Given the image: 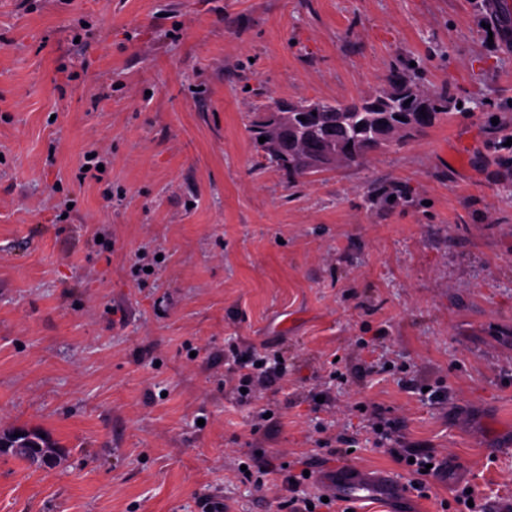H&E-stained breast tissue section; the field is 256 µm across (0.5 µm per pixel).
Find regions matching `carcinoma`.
Returning a JSON list of instances; mask_svg holds the SVG:
<instances>
[{"instance_id": "carcinoma-1", "label": "carcinoma", "mask_w": 512, "mask_h": 512, "mask_svg": "<svg viewBox=\"0 0 512 512\" xmlns=\"http://www.w3.org/2000/svg\"><path fill=\"white\" fill-rule=\"evenodd\" d=\"M260 108L249 113L248 132L257 151L268 155L278 128L258 121ZM448 117V90H428L419 70L400 63L374 93L345 101H319L316 113L290 117L292 141L275 169L294 187L301 179L364 164L374 153L405 142ZM266 141L259 142V137Z\"/></svg>"}]
</instances>
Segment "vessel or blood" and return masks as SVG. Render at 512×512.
I'll return each instance as SVG.
<instances>
[{"label": "vessel or blood", "mask_w": 512, "mask_h": 512, "mask_svg": "<svg viewBox=\"0 0 512 512\" xmlns=\"http://www.w3.org/2000/svg\"><path fill=\"white\" fill-rule=\"evenodd\" d=\"M323 485L330 496L344 503L379 499L390 512H407L410 506L406 483L383 472L339 463Z\"/></svg>", "instance_id": "b4317fda"}]
</instances>
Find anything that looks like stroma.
Listing matches in <instances>:
<instances>
[{
    "instance_id": "obj_1",
    "label": "stroma",
    "mask_w": 512,
    "mask_h": 512,
    "mask_svg": "<svg viewBox=\"0 0 512 512\" xmlns=\"http://www.w3.org/2000/svg\"><path fill=\"white\" fill-rule=\"evenodd\" d=\"M491 10L0 0V429L61 457L0 455V512H279L278 476L239 462L316 475L328 426L346 464L402 475L362 401L454 459L420 512L465 484L512 512V25ZM408 60L465 108L294 187L266 167L251 107L364 96ZM229 341L288 364L260 429Z\"/></svg>"
}]
</instances>
